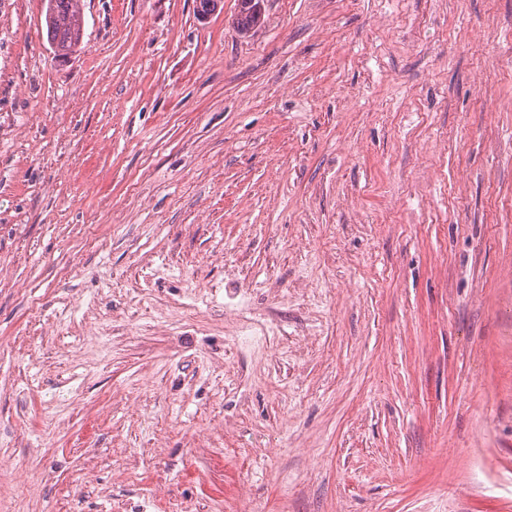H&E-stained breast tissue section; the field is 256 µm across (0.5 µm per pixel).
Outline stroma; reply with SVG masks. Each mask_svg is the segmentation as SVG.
<instances>
[{"label":"stroma","instance_id":"1","mask_svg":"<svg viewBox=\"0 0 512 512\" xmlns=\"http://www.w3.org/2000/svg\"><path fill=\"white\" fill-rule=\"evenodd\" d=\"M261 9L0 0V512H512V0ZM82 0H45L47 37L55 55L68 58L81 49ZM259 0H240L237 25L241 31H249L261 22V11L256 5Z\"/></svg>","mask_w":512,"mask_h":512}]
</instances>
